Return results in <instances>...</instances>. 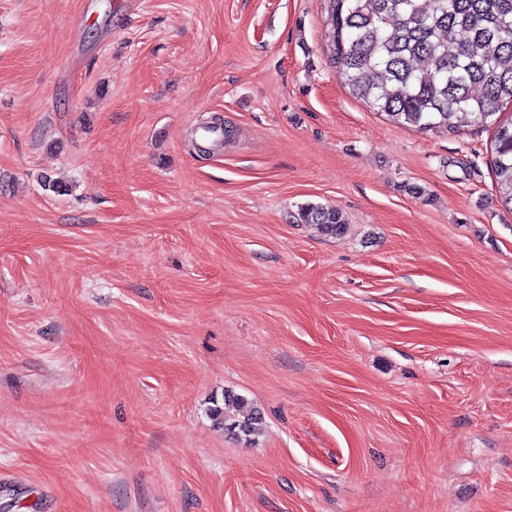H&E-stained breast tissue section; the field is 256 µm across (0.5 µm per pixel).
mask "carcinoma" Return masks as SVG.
Instances as JSON below:
<instances>
[{"label": "carcinoma", "instance_id": "carcinoma-1", "mask_svg": "<svg viewBox=\"0 0 512 512\" xmlns=\"http://www.w3.org/2000/svg\"><path fill=\"white\" fill-rule=\"evenodd\" d=\"M329 61L353 96L394 122L454 134L463 119L494 129L492 163L502 203L512 207V0H325ZM465 38H458L459 34ZM296 222L343 233L333 208L307 203ZM209 416L249 442L261 412L224 391Z\"/></svg>", "mask_w": 512, "mask_h": 512}]
</instances>
